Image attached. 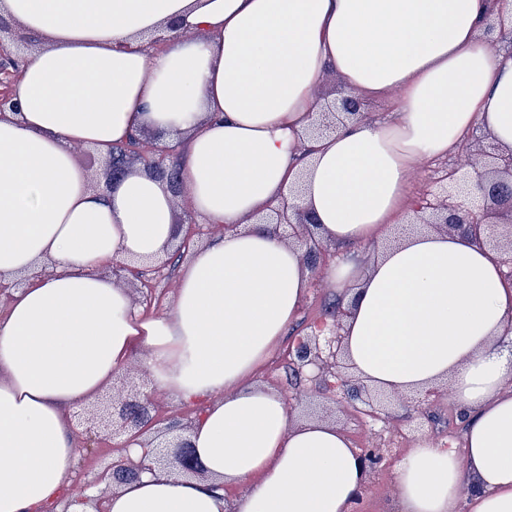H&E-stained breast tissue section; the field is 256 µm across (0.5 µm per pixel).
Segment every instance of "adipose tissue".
I'll list each match as a JSON object with an SVG mask.
<instances>
[{
  "mask_svg": "<svg viewBox=\"0 0 512 512\" xmlns=\"http://www.w3.org/2000/svg\"><path fill=\"white\" fill-rule=\"evenodd\" d=\"M0 14L42 39L0 120V280L18 284L0 313V512H54L77 463L67 413L138 357L158 390L207 399L188 434L203 472H144L107 512H350L364 471L349 437L254 381L309 288L299 247L258 220L293 200L326 242L382 247L324 270L350 310L355 378L406 395L451 383L464 450L409 449L398 512H512L496 254L443 231L384 244L413 215L418 160L476 127L512 151V52L480 35L498 14L512 27V0H0ZM173 21L183 40L146 51ZM330 74L364 101L393 94L391 116L310 137ZM144 132L176 138L192 214L228 228L158 317L99 269L162 255L177 198L141 165L94 189L75 154Z\"/></svg>",
  "mask_w": 512,
  "mask_h": 512,
  "instance_id": "1",
  "label": "adipose tissue"
}]
</instances>
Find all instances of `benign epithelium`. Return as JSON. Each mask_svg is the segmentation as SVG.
Returning a JSON list of instances; mask_svg holds the SVG:
<instances>
[{
  "mask_svg": "<svg viewBox=\"0 0 512 512\" xmlns=\"http://www.w3.org/2000/svg\"><path fill=\"white\" fill-rule=\"evenodd\" d=\"M25 47L28 41L11 34L8 24L0 18V114L15 109L12 100V86L20 76L13 51L8 44ZM363 103L353 95L342 97L330 104L315 122L313 132L325 135L333 132L336 122L344 118L360 115ZM129 153L120 159H109L105 183L114 184L125 165L140 161L155 177L168 183L172 192L180 190L179 168L168 163L176 154V149L159 146L153 140L136 137L129 145ZM489 161L472 171L457 177V172L444 173L439 177L442 183L451 182V190L443 196L419 202L414 210L412 223L427 224L437 230L458 231L465 234L480 246L488 245L497 251L500 238L512 237V152L503 153L497 146L490 147ZM475 187L482 205L477 209L465 206L459 198L470 194ZM286 224L291 229L288 237L294 238L304 248V261L310 267L320 261L325 252L324 240L316 235L315 224L308 213L298 207L282 204L275 215L266 218V223ZM349 311L337 306L334 323L318 325V333L298 339L290 349L289 357L299 369L307 368L313 372V378L327 387H338L342 398L350 405L356 403L377 402L385 405L386 398L372 392L345 374L347 365L344 360L343 319ZM336 383L329 382V378ZM156 405L153 392L138 391L128 397L102 406L98 414L88 421L85 432L89 436H98L103 431L114 435H127L129 440L137 439L142 431L153 423L152 410ZM149 449L135 460L129 456L112 464L102 471L99 481L106 487L126 483L137 479L143 472L155 468L175 466L184 474L198 473V464L193 448L187 438L177 436L165 443L148 441ZM359 456L363 462L365 478L375 474L382 463L385 452L382 448H362Z\"/></svg>",
  "mask_w": 512,
  "mask_h": 512,
  "instance_id": "obj_1",
  "label": "benign epithelium"
}]
</instances>
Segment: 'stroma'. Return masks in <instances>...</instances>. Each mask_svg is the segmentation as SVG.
Wrapping results in <instances>:
<instances>
[{"mask_svg": "<svg viewBox=\"0 0 512 512\" xmlns=\"http://www.w3.org/2000/svg\"><path fill=\"white\" fill-rule=\"evenodd\" d=\"M483 130L467 134L458 148L447 157L419 161L412 174L414 201L432 197L440 186L437 179L441 170L464 166L473 158ZM189 255L171 254L167 265L146 266L141 280L127 281L135 303L147 316L167 314L175 301L179 274ZM310 286L299 309L298 318L286 336L268 358L258 381L278 389L289 400L294 412L304 416L320 414L331 418L350 437L354 447L378 446L386 451L378 474L372 476L357 512H394L396 471L418 438L425 437L442 448H463V426L458 419L451 394H443L420 408H413L406 396H395L391 416L374 420L353 410L343 408L335 391L315 385L311 371L295 373L285 358L288 346L300 337L309 335L321 321L329 320V312L336 302V294L329 288L320 269L309 272ZM74 446L78 463L66 490L67 497L79 496L81 486L94 481L98 473L110 466L120 455L112 440L101 441L95 451H87L81 435V426H74Z\"/></svg>", "mask_w": 512, "mask_h": 512, "instance_id": "35a3bbf8", "label": "stroma"}]
</instances>
